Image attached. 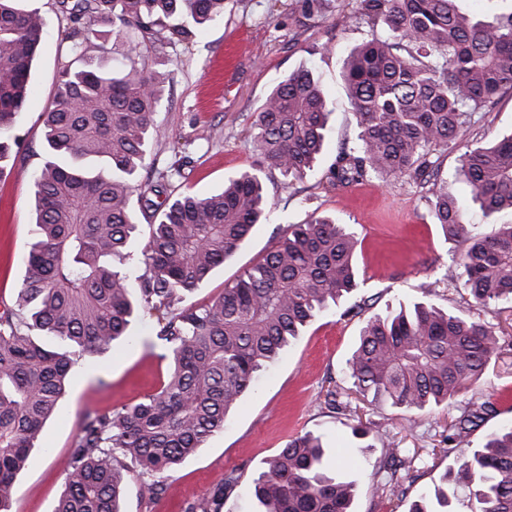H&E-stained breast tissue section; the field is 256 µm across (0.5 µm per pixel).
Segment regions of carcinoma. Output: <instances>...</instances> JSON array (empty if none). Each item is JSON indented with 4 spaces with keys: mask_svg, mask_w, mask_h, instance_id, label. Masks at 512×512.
<instances>
[{
    "mask_svg": "<svg viewBox=\"0 0 512 512\" xmlns=\"http://www.w3.org/2000/svg\"><path fill=\"white\" fill-rule=\"evenodd\" d=\"M20 2L0 0V176L19 146L13 131L44 37L39 8ZM224 7L225 0H60L73 59L41 115L45 156L31 180L34 235L16 303L0 312V512H12L17 476L40 447L72 369L133 341L135 317L155 318L166 380L138 403L84 414L53 512H121L125 458L150 476L146 492L158 498L176 466L224 430L260 373L358 287L354 232L313 215L288 225L224 292L183 304L267 220L262 174L300 179L321 155L329 110L307 70L276 84L256 113L259 168L226 178L207 196L168 183L140 190L149 227L139 258L144 271L135 276L127 266L138 236L132 196L150 165L154 114L172 77L164 46L188 36L179 20L206 25L224 19ZM354 18L382 26L385 36L362 42L343 62L359 133L338 152L330 181L346 187L375 174L426 189L445 239L464 243L454 262L474 304L512 300V221L489 233L466 223L465 203L448 192L430 159L473 113L512 89V12L478 19L457 0H357ZM98 21L112 23L115 41L140 33L124 67L84 59ZM145 53L154 54L155 66L139 63ZM459 176L485 217L512 214V134L468 150ZM502 340L490 325L416 303L365 319L348 376L377 407L455 409L445 438L452 453L497 412L490 400L460 397L482 378ZM325 457L321 436L289 439L248 486L258 512H353L356 483L347 465L330 468ZM413 463L382 440L374 475L393 488L397 469ZM461 479L475 482L480 512H512V422L443 476L446 484ZM238 483L239 476H226L223 487L184 512H221L224 490Z\"/></svg>",
    "mask_w": 512,
    "mask_h": 512,
    "instance_id": "cac0c4a2",
    "label": "carcinoma"
}]
</instances>
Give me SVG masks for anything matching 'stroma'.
<instances>
[{
    "instance_id": "stroma-1",
    "label": "stroma",
    "mask_w": 512,
    "mask_h": 512,
    "mask_svg": "<svg viewBox=\"0 0 512 512\" xmlns=\"http://www.w3.org/2000/svg\"><path fill=\"white\" fill-rule=\"evenodd\" d=\"M35 4L45 19L46 35L33 64L25 118L16 130L20 148L14 171L0 180V309L15 302L33 236L30 178L43 161L40 115L72 58L66 39L70 22L57 0ZM356 7V0H320L318 12L308 17L303 0H229L223 21L192 27L188 37L165 49L175 77L154 116L153 162L140 175L143 184L164 176L179 190L207 195L219 191L225 178L256 168L259 155L251 136L255 113L273 86L301 68L319 77L331 111L326 148L313 170L291 182L276 171L265 175L267 222L257 225L235 257L190 295V302L204 303L220 294L225 282L260 257L286 225L303 222L314 212L336 216L355 233L359 286L304 329L240 401L223 432L174 470L158 499L143 496L141 472L129 464L124 512H184L187 503L222 487L232 471L241 479L226 491L222 512H256L246 492L250 476L289 438L307 430L322 434L329 449L350 463L357 481L354 512H409L419 492L440 485L456 462L455 455L440 452L452 412L439 407L409 414L390 406L371 407L354 391L345 370L365 315L402 305L434 304L493 325L507 341L467 398L479 403L495 391L507 397L498 402L497 414L470 435L465 450L482 447L487 433L512 420V302L477 309L462 279L449 276L460 245L445 240L433 224L425 189L402 178L375 175L347 187L328 180L337 153L352 146L359 132L343 88L342 60L355 45L383 33L363 22L343 23V15ZM510 132L512 89L474 113L455 140L433 152L449 190L466 194L454 175L467 150ZM132 334L130 344L75 367L41 447L33 449L17 479L13 512H53L86 412L138 402L161 386L167 364L149 348L154 320L139 317ZM356 418L372 422L374 435L418 455L413 470L398 474L405 494L377 490L372 465L379 451L354 446L350 425Z\"/></svg>"
}]
</instances>
